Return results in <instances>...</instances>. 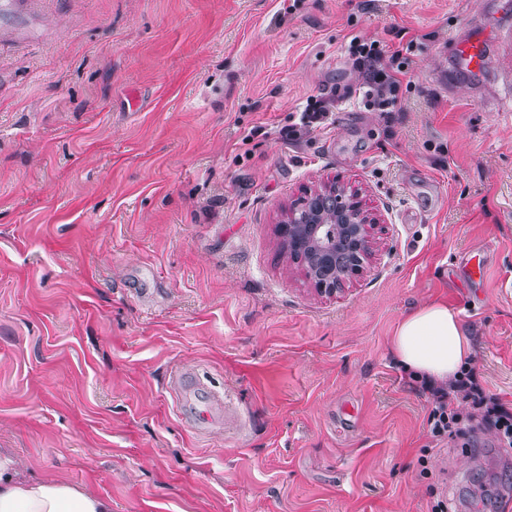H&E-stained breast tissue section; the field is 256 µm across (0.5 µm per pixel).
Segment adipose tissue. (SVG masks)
<instances>
[{
  "label": "adipose tissue",
  "instance_id": "ef3b65f1",
  "mask_svg": "<svg viewBox=\"0 0 512 512\" xmlns=\"http://www.w3.org/2000/svg\"><path fill=\"white\" fill-rule=\"evenodd\" d=\"M390 349L405 374L435 385L448 384L473 360L461 319L442 301L403 317ZM0 512H112V500L59 478H29L14 454L0 451Z\"/></svg>",
  "mask_w": 512,
  "mask_h": 512
}]
</instances>
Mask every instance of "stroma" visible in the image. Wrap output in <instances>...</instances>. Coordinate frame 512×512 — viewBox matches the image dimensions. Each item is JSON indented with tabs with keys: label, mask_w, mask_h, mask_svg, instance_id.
Instances as JSON below:
<instances>
[{
	"label": "stroma",
	"mask_w": 512,
	"mask_h": 512,
	"mask_svg": "<svg viewBox=\"0 0 512 512\" xmlns=\"http://www.w3.org/2000/svg\"><path fill=\"white\" fill-rule=\"evenodd\" d=\"M512 0H28L0 13V448L113 512H428L404 315L447 301L512 403ZM484 39V74L452 64ZM403 47L401 109L351 40ZM354 97H345V90ZM325 124L282 128L309 105ZM335 177L378 221L333 298L282 206ZM483 256L482 281L467 278ZM227 400L195 434L174 367ZM493 434L435 450L454 512H512Z\"/></svg>",
	"instance_id": "stroma-1"
}]
</instances>
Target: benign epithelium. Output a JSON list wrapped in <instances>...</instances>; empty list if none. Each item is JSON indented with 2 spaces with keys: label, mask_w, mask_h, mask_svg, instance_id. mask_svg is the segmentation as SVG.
<instances>
[{
  "label": "benign epithelium",
  "mask_w": 512,
  "mask_h": 512,
  "mask_svg": "<svg viewBox=\"0 0 512 512\" xmlns=\"http://www.w3.org/2000/svg\"><path fill=\"white\" fill-rule=\"evenodd\" d=\"M374 229L359 193L329 182L282 211L275 225L279 260L301 269L317 294L334 296L365 271L374 255Z\"/></svg>",
  "instance_id": "1"
}]
</instances>
